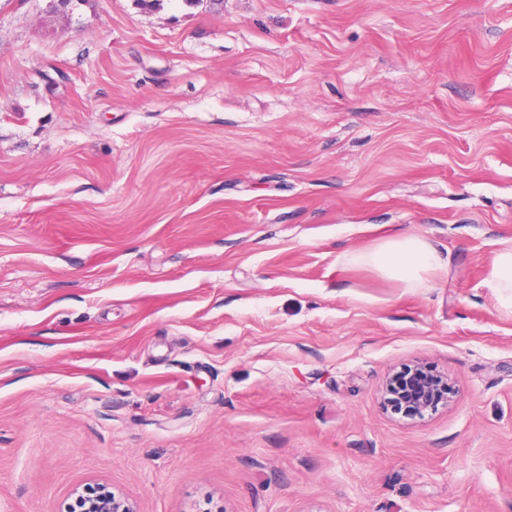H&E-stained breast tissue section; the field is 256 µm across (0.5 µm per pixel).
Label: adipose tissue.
Here are the masks:
<instances>
[{
  "label": "adipose tissue",
  "mask_w": 512,
  "mask_h": 512,
  "mask_svg": "<svg viewBox=\"0 0 512 512\" xmlns=\"http://www.w3.org/2000/svg\"><path fill=\"white\" fill-rule=\"evenodd\" d=\"M359 260L384 277L409 287L421 285L443 265L441 255L430 242L411 235L385 238L376 248L361 254ZM485 284L499 306L512 312V244L495 252Z\"/></svg>",
  "instance_id": "adipose-tissue-1"
}]
</instances>
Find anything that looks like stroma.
<instances>
[{
  "label": "stroma",
  "mask_w": 512,
  "mask_h": 512,
  "mask_svg": "<svg viewBox=\"0 0 512 512\" xmlns=\"http://www.w3.org/2000/svg\"><path fill=\"white\" fill-rule=\"evenodd\" d=\"M510 241L512 0H0V512H512ZM357 260L408 287L421 285L429 274L443 265L441 255L430 242L411 235L385 238ZM485 284L499 306L512 312V244L506 243L495 252ZM407 366L402 372L390 375L384 384L386 409L413 418L434 410L439 399L448 402L452 390L447 378L431 372L421 363ZM102 495L88 503V512H134L131 502L119 493L108 489L100 490Z\"/></svg>",
  "instance_id": "stroma-1"
}]
</instances>
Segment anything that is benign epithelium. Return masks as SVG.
I'll list each match as a JSON object with an SVG mask.
<instances>
[{
  "instance_id": "benign-epithelium-1",
  "label": "benign epithelium",
  "mask_w": 512,
  "mask_h": 512,
  "mask_svg": "<svg viewBox=\"0 0 512 512\" xmlns=\"http://www.w3.org/2000/svg\"><path fill=\"white\" fill-rule=\"evenodd\" d=\"M451 394L447 378L431 372L421 363H413L387 378L383 402L392 412L413 418L434 410L439 400L448 402ZM87 512H134V508L121 494L103 489L99 498L88 503Z\"/></svg>"
}]
</instances>
